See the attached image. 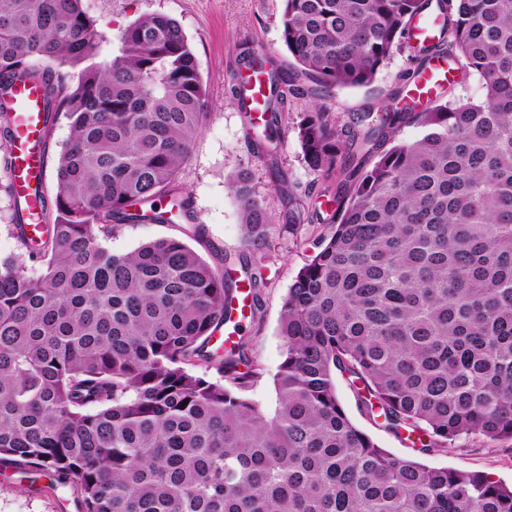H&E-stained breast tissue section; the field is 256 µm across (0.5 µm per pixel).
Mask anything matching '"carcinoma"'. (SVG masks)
I'll return each mask as SVG.
<instances>
[{
    "mask_svg": "<svg viewBox=\"0 0 512 512\" xmlns=\"http://www.w3.org/2000/svg\"><path fill=\"white\" fill-rule=\"evenodd\" d=\"M281 37L325 89L371 85L406 48L404 87L452 59L485 96L390 104L349 141L318 103L297 125L308 166L351 181L283 298L268 410L250 339L210 344L241 281L257 319L261 267L240 256V281L180 237L106 246L126 224L192 219L178 178L209 102L183 28L143 16L111 57L82 0H0L5 174L18 85L41 88L44 136L70 130L45 237L5 186L24 252L0 255V468L78 487L77 512H512V487L422 462L472 434L512 440V0H283ZM239 62L268 86L272 140L286 76L247 42ZM405 124L423 135L396 140ZM229 189L263 252L275 224L249 171ZM338 375L417 456L351 421Z\"/></svg>",
    "mask_w": 512,
    "mask_h": 512,
    "instance_id": "obj_1",
    "label": "carcinoma"
}]
</instances>
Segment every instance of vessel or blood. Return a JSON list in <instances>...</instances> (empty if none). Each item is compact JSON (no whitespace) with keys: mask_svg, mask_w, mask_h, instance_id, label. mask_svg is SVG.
<instances>
[{"mask_svg":"<svg viewBox=\"0 0 512 512\" xmlns=\"http://www.w3.org/2000/svg\"><path fill=\"white\" fill-rule=\"evenodd\" d=\"M242 81L249 85L252 99L247 106L253 123H261L264 114L259 105L266 94V86L261 75L243 72ZM448 79V66L436 62L426 70L409 92L411 99L423 102L434 97ZM14 151L12 158L13 189L15 195L25 198L28 207L24 212L27 230H37L44 223L45 215L42 205L33 194L38 177L45 174V148L43 139V112L41 91L37 86L19 85L15 90Z\"/></svg>","mask_w":512,"mask_h":512,"instance_id":"obj_1","label":"vessel or blood"}]
</instances>
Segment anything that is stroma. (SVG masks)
Masks as SVG:
<instances>
[{"label": "stroma", "mask_w": 512, "mask_h": 512, "mask_svg": "<svg viewBox=\"0 0 512 512\" xmlns=\"http://www.w3.org/2000/svg\"><path fill=\"white\" fill-rule=\"evenodd\" d=\"M87 14L106 39V54H118V35L139 17L161 12L176 19L196 56L209 95V115L195 140L179 184L188 195L199 221V231L188 244L210 264L243 251L238 205L229 193L227 178L245 167L253 175V188L277 229L269 249L253 257L264 273L260 312L245 322L243 335L252 339L255 356L264 368L253 396L266 408L275 405L273 376L282 360L283 341L278 333L282 300L299 270L308 262L318 238L329 234L331 204L343 191L342 171L324 173L305 163L295 128L314 102L326 107L339 131H354L360 112H379L400 85L409 68V54L395 53L380 69L371 86L321 92L320 96L292 95L282 114L281 141L274 154L258 149L255 128L228 93L238 69L242 42L272 53L278 67L301 88L309 80L280 38L282 0H83ZM173 224H129L108 240L115 252H129L146 241L180 235ZM339 401L349 418L373 437L380 447L396 455L413 456L409 441L379 428L359 408L356 395L344 378H337ZM427 465L461 472H481L512 486V441H492L472 435L448 451L429 457ZM78 492L48 477L12 470L0 472V512H60L61 501L76 502Z\"/></svg>", "instance_id": "stroma-1"}]
</instances>
